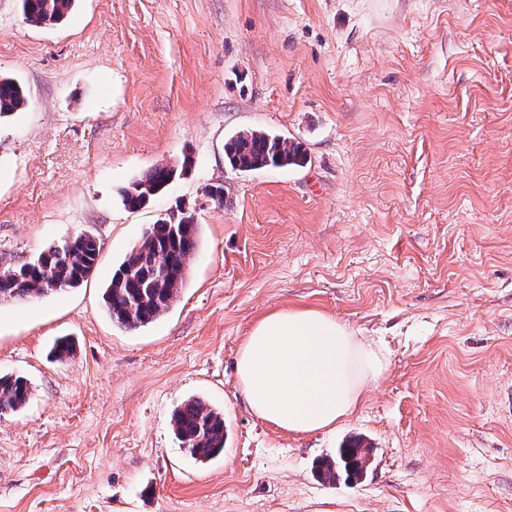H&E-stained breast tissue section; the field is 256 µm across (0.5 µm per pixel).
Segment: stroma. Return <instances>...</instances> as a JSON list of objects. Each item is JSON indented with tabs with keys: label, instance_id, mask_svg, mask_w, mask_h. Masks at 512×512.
Returning a JSON list of instances; mask_svg holds the SVG:
<instances>
[{
	"label": "stroma",
	"instance_id": "obj_1",
	"mask_svg": "<svg viewBox=\"0 0 512 512\" xmlns=\"http://www.w3.org/2000/svg\"><path fill=\"white\" fill-rule=\"evenodd\" d=\"M0 75L27 95L0 118V263L101 244L80 287L0 302V374L32 387L0 414V512H512V0H75L50 26L0 0ZM251 129L306 165L231 169ZM180 208L199 247L173 305L119 328L105 285ZM292 306L388 361L329 433L263 421L236 380L255 322ZM193 396L224 412L205 463L171 421ZM357 437L367 473L321 482ZM188 160L183 159L180 165L170 166L161 164L155 166L144 176L134 181L131 187L123 191L125 205L129 209H139L148 204V202L159 193L163 192L167 185L188 171Z\"/></svg>",
	"mask_w": 512,
	"mask_h": 512
}]
</instances>
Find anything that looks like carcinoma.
<instances>
[{
	"mask_svg": "<svg viewBox=\"0 0 512 512\" xmlns=\"http://www.w3.org/2000/svg\"><path fill=\"white\" fill-rule=\"evenodd\" d=\"M72 0H20L27 22L34 26L61 21ZM24 90L10 78L0 77V118L24 108ZM228 165L240 172L266 167H303L307 153L291 138L268 131L238 132L224 144ZM188 171V158L179 165L161 164L134 181L123 191L125 205L139 209L177 176ZM199 230L194 216L179 211V217L162 218L150 225L115 270L102 295L112 322L136 330L157 321L173 304L183 285L198 248ZM100 243L91 233H81L69 242L51 247L35 260L0 274V302L76 288L87 280L97 263ZM31 397L28 380L22 376L0 375V414L25 407ZM173 429L182 448L199 462L224 451V413L204 401L190 397L172 416ZM372 449L354 442L337 450L336 456L320 461L319 476L336 482L341 472L360 478L371 460Z\"/></svg>",
	"mask_w": 512,
	"mask_h": 512,
	"instance_id": "carcinoma-1",
	"label": "carcinoma"
}]
</instances>
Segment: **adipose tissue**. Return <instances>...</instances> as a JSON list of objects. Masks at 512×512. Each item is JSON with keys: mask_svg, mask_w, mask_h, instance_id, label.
Masks as SVG:
<instances>
[{"mask_svg": "<svg viewBox=\"0 0 512 512\" xmlns=\"http://www.w3.org/2000/svg\"><path fill=\"white\" fill-rule=\"evenodd\" d=\"M387 366L347 324L305 306L261 318L235 363L248 408L298 434L327 432L352 416Z\"/></svg>", "mask_w": 512, "mask_h": 512, "instance_id": "obj_1", "label": "adipose tissue"}]
</instances>
